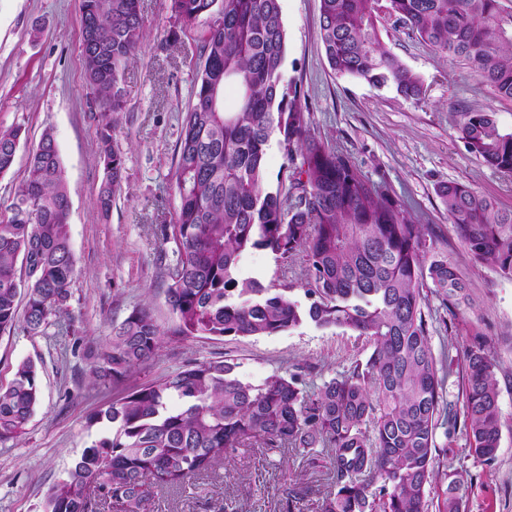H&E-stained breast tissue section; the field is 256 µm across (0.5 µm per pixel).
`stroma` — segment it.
Wrapping results in <instances>:
<instances>
[{"label":"stroma","instance_id":"stroma-1","mask_svg":"<svg viewBox=\"0 0 512 512\" xmlns=\"http://www.w3.org/2000/svg\"><path fill=\"white\" fill-rule=\"evenodd\" d=\"M320 0H281L286 32L285 81L300 90L312 134L328 141L371 185L403 201L415 223L446 242L448 258L469 284L470 309L453 314L430 295L434 351L463 350L485 339L496 365L502 415L492 462L478 460L462 432L440 438V459L472 484L467 512H512V279L471 259L448 220L437 190L457 182L512 210V174L498 172L471 154L455 126L467 109L494 113L512 130V101L496 98L460 62L435 53L388 17L379 27L384 45L427 88L415 104L365 81L335 74L320 41ZM142 45L121 74L126 109L114 132L123 158L122 187L109 212L97 196L103 179L96 131L104 115L86 83L81 42V0H0V128L23 125L28 142L11 171L0 177L7 205L26 176L29 152L51 131L69 188L71 245L76 279L60 325L45 332L16 329L0 336V383L32 360L40 372L41 400L25 434L0 443V512H37L47 488L62 478L83 448L111 435L94 422L128 393L190 362L224 356L240 378L262 384L272 374L304 369L316 385L365 361V337L311 324L272 336L165 337L146 364L117 381L91 374L92 353L132 312L147 308L171 326L166 268L177 245L162 230L174 222L179 199L172 180L181 118L193 100L206 20L184 27L171 0H140ZM242 279L287 283L303 299L300 265H283L266 250L243 257ZM297 481L317 500L326 475L303 473L279 452L239 448L214 480L198 481L193 495L150 494L141 512H281L284 483Z\"/></svg>","mask_w":512,"mask_h":512}]
</instances>
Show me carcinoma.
<instances>
[{"label":"carcinoma","instance_id":"carcinoma-1","mask_svg":"<svg viewBox=\"0 0 512 512\" xmlns=\"http://www.w3.org/2000/svg\"><path fill=\"white\" fill-rule=\"evenodd\" d=\"M378 0H320V39L335 73L420 103L421 77L382 43ZM388 15L437 53L470 67L512 100V11L500 0H385ZM176 19L204 18L194 101L181 121L175 167L177 243L167 297L174 325L161 329L134 310L99 348L93 373L118 381L159 349L163 336H271L305 321L367 337L371 353L315 390L298 373L252 386L231 357L189 362L98 413L117 425L85 448L45 493L42 512H97L108 504L140 512L150 490L180 492L215 477L244 446L288 450L331 482L317 512H430L439 472L438 430L463 424L471 451L491 462L499 447V381L486 342L458 358L435 354L424 288L446 309L471 305L467 283L437 238L402 205L359 176L335 147L311 134L297 85L284 81L286 32L280 0H172ZM87 82L104 108L97 128L105 178L103 210L120 188L123 160L112 145L126 101L120 75L144 35L139 0H81ZM237 92L229 108L227 88ZM468 150L512 173V131L494 113L467 111L458 126ZM294 168L287 191L265 187L272 138ZM27 141L24 127L0 129V176ZM448 219L475 261L512 278V211L460 184L439 188ZM69 190L51 132L29 154L28 174L0 218V335L19 322L42 331L68 307L76 277ZM268 250L302 255L308 302L292 286L238 279L241 258ZM25 305H20V301ZM463 361L462 408L445 383ZM40 397L36 366L21 363L0 385V442L25 433ZM98 482L95 491L91 481ZM459 472L448 471L438 512H465ZM307 488L286 483L283 512H304Z\"/></svg>","mask_w":512,"mask_h":512}]
</instances>
